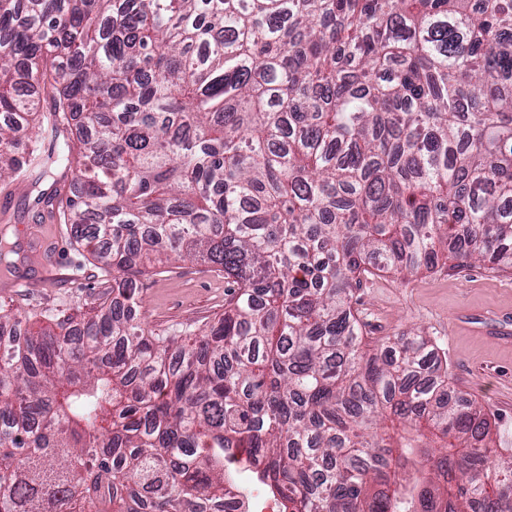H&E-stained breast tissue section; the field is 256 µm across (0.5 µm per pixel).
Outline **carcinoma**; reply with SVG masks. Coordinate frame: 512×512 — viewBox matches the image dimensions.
<instances>
[{"label":"carcinoma","mask_w":512,"mask_h":512,"mask_svg":"<svg viewBox=\"0 0 512 512\" xmlns=\"http://www.w3.org/2000/svg\"><path fill=\"white\" fill-rule=\"evenodd\" d=\"M0 113V179L72 172L37 202L112 272L87 320L0 307V512H247L241 452L282 512H512V428L354 301L512 266V0H0ZM185 259L224 314L160 336ZM168 271L150 273L138 284L141 313L155 333H198L224 312V275L197 262L176 263Z\"/></svg>","instance_id":"obj_1"}]
</instances>
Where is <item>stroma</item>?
<instances>
[{"instance_id": "35a3bbf8", "label": "stroma", "mask_w": 512, "mask_h": 512, "mask_svg": "<svg viewBox=\"0 0 512 512\" xmlns=\"http://www.w3.org/2000/svg\"><path fill=\"white\" fill-rule=\"evenodd\" d=\"M38 185L0 181V228L12 246L11 268L0 266V306L31 314L39 330L52 319L93 316L112 292V275L98 267L87 248L61 233L43 265L20 261L29 232L47 234L53 217L37 205ZM141 312L160 335L198 331L224 311V278L194 262L145 276L138 288ZM364 334L372 339L423 329L448 360V378L459 393L486 411L512 421V341L475 332L466 315L512 313V269L491 270L474 261L464 267L441 265L408 277L369 281L360 292Z\"/></svg>"}]
</instances>
